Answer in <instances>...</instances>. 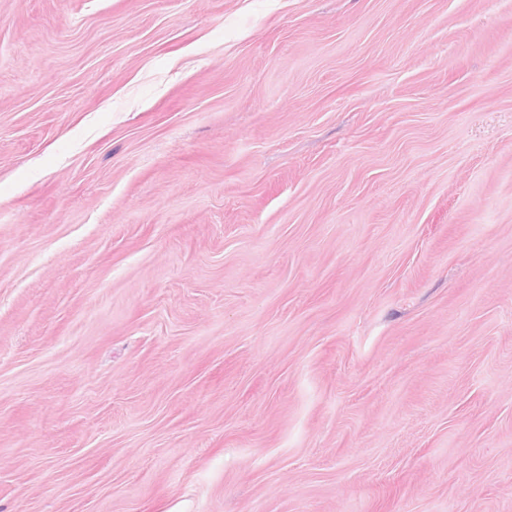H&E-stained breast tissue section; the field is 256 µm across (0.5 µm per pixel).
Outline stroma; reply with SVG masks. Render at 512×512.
Wrapping results in <instances>:
<instances>
[{
  "mask_svg": "<svg viewBox=\"0 0 512 512\" xmlns=\"http://www.w3.org/2000/svg\"><path fill=\"white\" fill-rule=\"evenodd\" d=\"M0 512H512V0H0Z\"/></svg>",
  "mask_w": 512,
  "mask_h": 512,
  "instance_id": "obj_1",
  "label": "stroma"
}]
</instances>
